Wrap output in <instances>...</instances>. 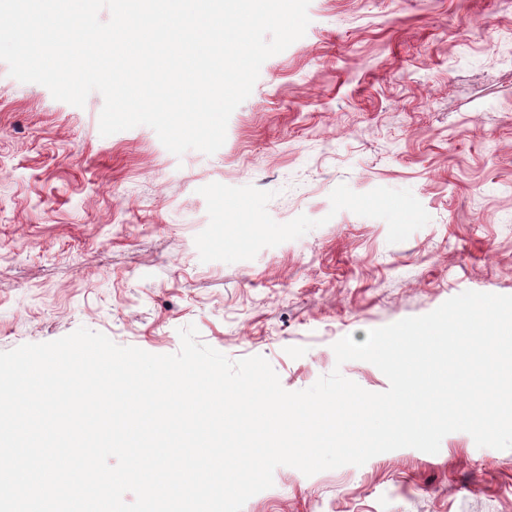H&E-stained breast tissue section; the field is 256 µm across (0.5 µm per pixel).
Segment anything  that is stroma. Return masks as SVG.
<instances>
[{"label":"stroma","instance_id":"stroma-1","mask_svg":"<svg viewBox=\"0 0 512 512\" xmlns=\"http://www.w3.org/2000/svg\"><path fill=\"white\" fill-rule=\"evenodd\" d=\"M214 154L0 61V352L79 327L153 354L179 328L285 390L373 364L333 344L465 291L512 295V0H311ZM243 512H512V449L465 432L311 476Z\"/></svg>","mask_w":512,"mask_h":512}]
</instances>
